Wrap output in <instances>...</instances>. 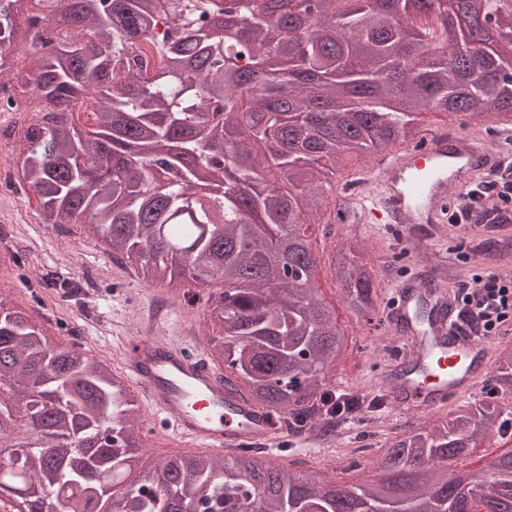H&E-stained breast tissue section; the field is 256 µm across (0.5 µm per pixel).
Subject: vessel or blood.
<instances>
[{
	"instance_id": "b4317fda",
	"label": "vessel or blood",
	"mask_w": 512,
	"mask_h": 512,
	"mask_svg": "<svg viewBox=\"0 0 512 512\" xmlns=\"http://www.w3.org/2000/svg\"><path fill=\"white\" fill-rule=\"evenodd\" d=\"M425 141L421 148L385 154L362 223H394L411 238L415 225L444 223L450 188L466 186L477 173H494L502 163L498 152L455 131H429ZM456 310L447 290H427L416 279L397 285L388 323L403 347L402 361L415 368L402 375L387 368L380 386L399 412L447 406L486 377L487 342L459 329ZM123 368L144 393L152 430L185 446L229 451L280 432L272 413L225 389L203 349L136 337L124 345Z\"/></svg>"
}]
</instances>
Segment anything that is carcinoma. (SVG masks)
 <instances>
[{
  "label": "carcinoma",
  "instance_id": "obj_1",
  "mask_svg": "<svg viewBox=\"0 0 512 512\" xmlns=\"http://www.w3.org/2000/svg\"><path fill=\"white\" fill-rule=\"evenodd\" d=\"M0 0V74L19 36L17 4ZM30 20L47 48L37 76L46 115L30 125L16 157L20 185L56 227L91 218L93 235L118 262L178 292L210 293L220 325L209 340L224 385L287 424L288 433L334 439L327 415L344 421L386 404L346 392L326 373L347 338L315 288L306 225L344 207L324 183L345 153L417 137L424 109L471 117L512 113V80L476 4L315 0L302 25L268 0H234L238 35L220 34L226 0H55ZM512 41V0H498ZM464 46L448 43L452 22ZM94 100L97 128L70 120L79 96ZM356 238L331 264L346 309L374 319L380 288ZM306 273L310 286L287 278ZM0 442L27 422L40 442L0 463V489L26 496L32 512H485L512 502V450L495 473L464 472L450 485L441 467L470 454L503 411L489 400L458 406L416 432L396 435L366 466L385 479L340 489L304 479L264 452H183L144 471L141 414L120 373L77 343L56 346L23 311L0 299ZM490 380L512 391V350L494 358Z\"/></svg>",
  "mask_w": 512,
  "mask_h": 512
}]
</instances>
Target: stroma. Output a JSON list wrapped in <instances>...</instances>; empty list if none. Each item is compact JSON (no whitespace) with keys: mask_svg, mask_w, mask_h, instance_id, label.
<instances>
[{"mask_svg":"<svg viewBox=\"0 0 512 512\" xmlns=\"http://www.w3.org/2000/svg\"><path fill=\"white\" fill-rule=\"evenodd\" d=\"M46 55L40 43L19 38L11 54L12 69L19 73L15 84L18 95L26 98L32 111L18 125L15 137L0 147V160H11L24 141L27 122L40 107L34 78ZM0 220L7 223L23 251L19 264L0 265V292L11 306L27 312L40 322L44 333L57 345L84 343L98 358L121 365V351L135 333L137 318L148 306L164 307L170 317L168 336H175L183 326L195 329L201 341L218 335L220 326L211 314L206 300L188 304L167 286L147 281L134 273L132 267L112 262L105 246L85 225L75 224L64 230L45 223L33 194L6 193L0 195ZM368 238L371 248L367 261L374 265L381 278V298L389 300L393 288L412 268L431 275L440 269L441 254L455 247L459 253L453 269L448 270L447 285L456 288L471 279L477 268L492 266L496 255L488 254L483 245H470L451 224L433 230L429 225H417L413 240L400 244L386 238L365 224H332L327 232L313 238L318 263L316 286L322 300L338 308L339 319L349 337L348 351L335 371L339 387L352 388L363 376L373 375L383 365L386 353L396 342L394 335L379 328L368 335L360 334L353 316L340 310V288L332 282L329 272L336 251L350 237ZM62 272L82 280L86 293L73 297L58 293L55 288H39V275ZM429 414H401L389 410L379 414L371 424H351L346 431L328 444L293 443L290 451L277 453L279 463H295L302 472L317 473L327 469L345 471L351 481L372 478L365 467L372 450L388 445L397 432H410L424 427Z\"/></svg>","mask_w":512,"mask_h":512,"instance_id":"obj_1","label":"stroma"}]
</instances>
